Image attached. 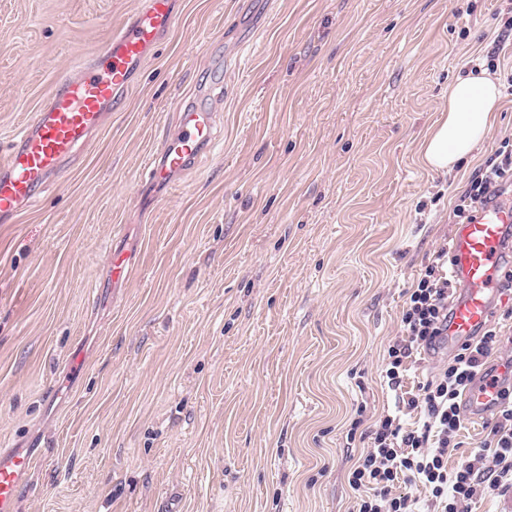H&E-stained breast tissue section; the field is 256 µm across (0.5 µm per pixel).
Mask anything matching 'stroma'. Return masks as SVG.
Returning a JSON list of instances; mask_svg holds the SVG:
<instances>
[{
    "instance_id": "1",
    "label": "stroma",
    "mask_w": 512,
    "mask_h": 512,
    "mask_svg": "<svg viewBox=\"0 0 512 512\" xmlns=\"http://www.w3.org/2000/svg\"><path fill=\"white\" fill-rule=\"evenodd\" d=\"M141 5L0 0V158ZM509 16L512 0H176L103 129L0 219V451L37 456L16 512H353L370 440L350 424L393 406L405 291L512 140V57L467 162L431 171L420 144ZM191 101L217 142L150 183ZM118 250L135 270L116 284ZM498 416L464 421L449 468Z\"/></svg>"
}]
</instances>
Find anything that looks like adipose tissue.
Segmentation results:
<instances>
[{"mask_svg": "<svg viewBox=\"0 0 512 512\" xmlns=\"http://www.w3.org/2000/svg\"><path fill=\"white\" fill-rule=\"evenodd\" d=\"M498 81L487 70L468 73L448 87V107L421 143L424 164L434 171H452L486 136L499 109Z\"/></svg>", "mask_w": 512, "mask_h": 512, "instance_id": "obj_1", "label": "adipose tissue"}]
</instances>
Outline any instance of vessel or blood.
Instances as JSON below:
<instances>
[{"label":"vessel or blood","instance_id":"obj_1","mask_svg":"<svg viewBox=\"0 0 512 512\" xmlns=\"http://www.w3.org/2000/svg\"><path fill=\"white\" fill-rule=\"evenodd\" d=\"M174 0H146L117 27L102 57L84 62L78 79L62 82L12 141L0 162V217L32 203L41 186L62 171L104 123L108 111L130 86L145 57L170 31ZM216 140L211 112L188 106L177 134L159 158L145 167L149 181L162 184L187 169ZM512 241V193L502 191L478 205L471 222L459 225L452 242L450 274L459 287L448 321V345L480 336L492 307L501 297L505 248ZM512 367L478 372L463 395L468 416L498 407L503 379ZM36 454L0 453V512H16L22 479Z\"/></svg>","mask_w":512,"mask_h":512}]
</instances>
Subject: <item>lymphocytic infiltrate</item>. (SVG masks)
Returning <instances> with one entry per match:
<instances>
[{"label":"lymphocytic infiltrate","mask_w":512,"mask_h":512,"mask_svg":"<svg viewBox=\"0 0 512 512\" xmlns=\"http://www.w3.org/2000/svg\"><path fill=\"white\" fill-rule=\"evenodd\" d=\"M511 182L512 142L506 140L458 197L453 209L458 223L469 221L477 205ZM447 261V248L437 250L407 291L401 334L390 341L382 370L385 385L395 394L394 408L370 430L371 445L348 474L356 512H418V498L395 493L400 483L424 489L428 512H459L463 502L485 491L512 492V407L503 408L492 430L491 462L448 467V447L462 426L458 398L496 343L495 330H486L479 343L465 345L417 393L404 389L414 353L435 346L447 333L453 288L444 268ZM412 412L419 414L421 427L406 426L404 417Z\"/></svg>","instance_id":"obj_1"}]
</instances>
